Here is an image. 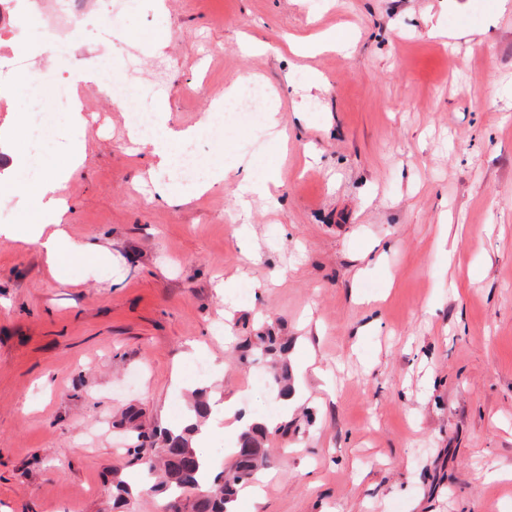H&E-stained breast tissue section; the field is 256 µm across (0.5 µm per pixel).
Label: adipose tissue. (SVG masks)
<instances>
[{"mask_svg": "<svg viewBox=\"0 0 512 512\" xmlns=\"http://www.w3.org/2000/svg\"><path fill=\"white\" fill-rule=\"evenodd\" d=\"M152 112L153 134L144 135L134 126L130 127L129 132L136 142L149 151L153 159V168L161 176L155 185L159 197L169 200L184 193L198 195L222 185L226 172L220 165L206 167L200 181L191 183L183 189L169 186L164 182V174L169 173L176 164L178 150L191 145L198 137L208 132L211 119L206 116L196 126L175 128L168 124L166 103H155ZM80 162L81 150L75 146L69 152L67 168L57 172H45L32 181L19 180L8 174L0 176L1 184L28 196L32 204L31 221L11 228V235L18 240L32 239L38 242L48 260L56 265L89 263L101 255L96 244L73 241L62 227L68 212L67 200L62 194L63 184L71 170L76 169ZM278 180L279 175L273 169L258 171L252 164H242L241 178L235 191L237 205L245 209L248 208L251 197H270L271 189L277 186ZM278 422L279 419L275 416H262L241 410L237 396L231 395L225 397L223 402L212 403L209 417L195 434L193 443L195 447L206 448L216 436L233 440L250 426L260 424L272 428Z\"/></svg>", "mask_w": 512, "mask_h": 512, "instance_id": "1", "label": "adipose tissue"}]
</instances>
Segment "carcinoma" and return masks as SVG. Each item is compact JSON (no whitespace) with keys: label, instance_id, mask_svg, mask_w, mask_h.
<instances>
[{"label":"carcinoma","instance_id":"cac0c4a2","mask_svg":"<svg viewBox=\"0 0 512 512\" xmlns=\"http://www.w3.org/2000/svg\"><path fill=\"white\" fill-rule=\"evenodd\" d=\"M281 353L287 349L272 333L245 339L238 345L241 363L253 362L256 350ZM269 381L280 387V394L288 393V365L274 362L270 366ZM209 396L199 389L187 406L184 424L175 428L145 427L140 421L141 411L130 408L124 412L120 424L131 432L126 452L135 461L139 479L131 481L119 470L112 472V490L115 507L139 494L137 486L161 494L166 499V512H230L228 505L236 500L238 489L251 480L271 460L268 432L262 426H252L238 437L234 462L225 470L204 478V462L193 447V433L207 418Z\"/></svg>","mask_w":512,"mask_h":512}]
</instances>
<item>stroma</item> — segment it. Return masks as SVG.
Segmentation results:
<instances>
[{
	"instance_id": "1",
	"label": "stroma",
	"mask_w": 512,
	"mask_h": 512,
	"mask_svg": "<svg viewBox=\"0 0 512 512\" xmlns=\"http://www.w3.org/2000/svg\"><path fill=\"white\" fill-rule=\"evenodd\" d=\"M84 35L65 53L41 17L0 6V170L15 166L33 83L80 86L85 126L61 114L43 160L69 142L82 164L65 182L64 229L107 261L52 270L37 244L0 231V512H112V471L125 468L126 407L154 425L179 421L189 388L249 393L276 405L260 503L237 512H512V10L494 0H82ZM444 34L431 36L432 27ZM111 39H104V31ZM333 31L350 55H301L293 42ZM253 38L264 52L243 53ZM166 81L153 99L189 127L230 85L263 84L287 138L247 122L202 137L223 185L166 201L144 185L107 77ZM322 78L306 93L308 73ZM277 168L274 199H255L249 242L233 232L239 162ZM462 225L456 254L445 227ZM390 241L379 264L364 254ZM257 281L236 298L233 336L265 329L306 364L309 396L290 405L251 383L224 339L220 280ZM377 321L371 334L358 328Z\"/></svg>"
}]
</instances>
